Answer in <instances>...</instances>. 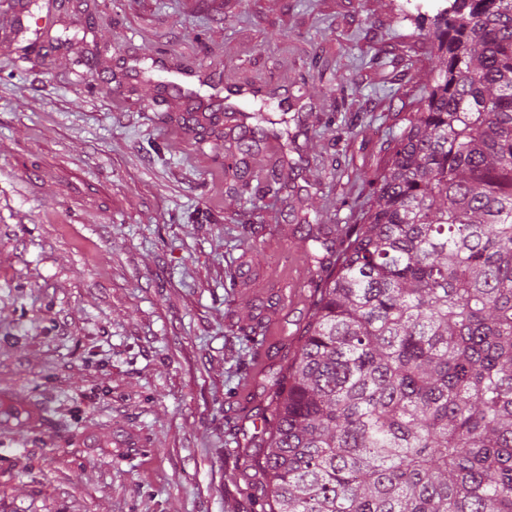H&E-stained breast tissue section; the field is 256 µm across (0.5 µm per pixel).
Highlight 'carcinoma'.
<instances>
[{"instance_id": "cac0c4a2", "label": "carcinoma", "mask_w": 512, "mask_h": 512, "mask_svg": "<svg viewBox=\"0 0 512 512\" xmlns=\"http://www.w3.org/2000/svg\"><path fill=\"white\" fill-rule=\"evenodd\" d=\"M428 37L424 108L242 450L260 512H512V0H447Z\"/></svg>"}]
</instances>
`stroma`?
<instances>
[{"mask_svg":"<svg viewBox=\"0 0 512 512\" xmlns=\"http://www.w3.org/2000/svg\"><path fill=\"white\" fill-rule=\"evenodd\" d=\"M0 0V512H250L321 264L423 107L431 0ZM265 95L225 103L229 87ZM17 407V416L15 418L3 419L2 426L12 429L14 427V419H17V425L23 427H34L41 423L43 410L40 405L32 402L26 395L15 392L10 397Z\"/></svg>","mask_w":512,"mask_h":512,"instance_id":"35a3bbf8","label":"stroma"}]
</instances>
